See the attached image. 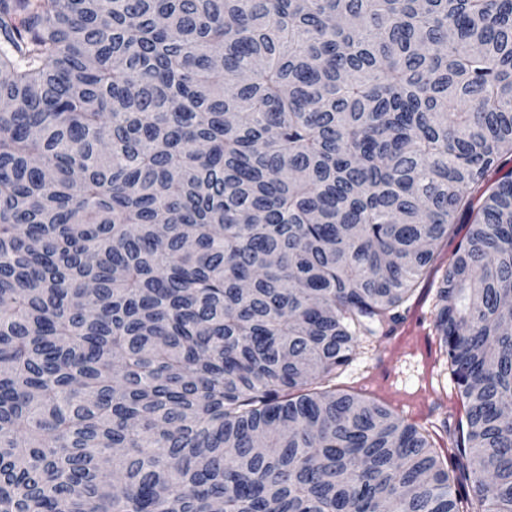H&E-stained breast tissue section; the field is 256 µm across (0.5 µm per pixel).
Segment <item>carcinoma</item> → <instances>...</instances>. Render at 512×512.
Returning a JSON list of instances; mask_svg holds the SVG:
<instances>
[{"label": "carcinoma", "instance_id": "1", "mask_svg": "<svg viewBox=\"0 0 512 512\" xmlns=\"http://www.w3.org/2000/svg\"><path fill=\"white\" fill-rule=\"evenodd\" d=\"M512 0H0V512H512ZM428 435L330 382L460 217Z\"/></svg>", "mask_w": 512, "mask_h": 512}]
</instances>
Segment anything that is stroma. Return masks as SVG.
I'll list each match as a JSON object with an SVG mask.
<instances>
[{
	"label": "stroma",
	"mask_w": 512,
	"mask_h": 512,
	"mask_svg": "<svg viewBox=\"0 0 512 512\" xmlns=\"http://www.w3.org/2000/svg\"><path fill=\"white\" fill-rule=\"evenodd\" d=\"M468 231V221L455 225L440 245L435 268L418 281L393 329L362 340L335 380L337 389L375 399L405 423L427 430L441 451L448 446L443 424H456L465 411L433 328L436 290Z\"/></svg>",
	"instance_id": "35a3bbf8"
}]
</instances>
